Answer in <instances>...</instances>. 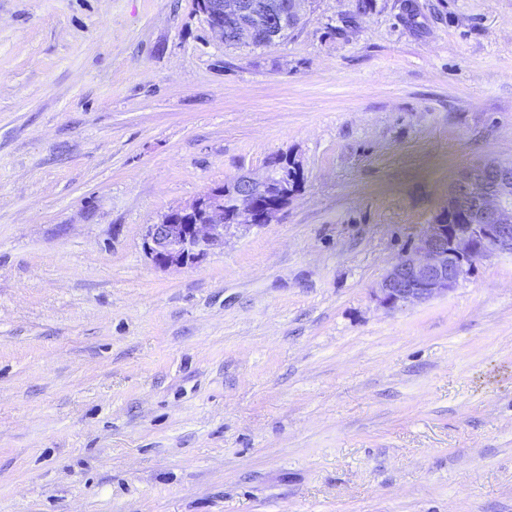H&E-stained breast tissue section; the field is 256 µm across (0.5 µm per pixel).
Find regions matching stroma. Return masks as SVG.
Masks as SVG:
<instances>
[{
    "label": "stroma",
    "instance_id": "1",
    "mask_svg": "<svg viewBox=\"0 0 512 512\" xmlns=\"http://www.w3.org/2000/svg\"><path fill=\"white\" fill-rule=\"evenodd\" d=\"M353 4L246 54L196 0H0V512H512V255L372 297L512 160V0ZM275 155L272 223L145 258ZM299 166L288 156L269 158L261 175L243 173L210 187L190 205L175 207L155 224L145 225L141 238L144 256L157 268H195L224 246V233L238 226H262L288 205L291 182ZM231 197L233 224H225L224 195ZM226 209V210H225Z\"/></svg>",
    "mask_w": 512,
    "mask_h": 512
}]
</instances>
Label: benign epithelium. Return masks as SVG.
<instances>
[{
  "label": "benign epithelium",
  "mask_w": 512,
  "mask_h": 512,
  "mask_svg": "<svg viewBox=\"0 0 512 512\" xmlns=\"http://www.w3.org/2000/svg\"><path fill=\"white\" fill-rule=\"evenodd\" d=\"M283 11L300 22L309 12V0H288ZM204 16L216 39L224 41L227 31L243 49L282 24V16L269 13L258 0H207ZM297 172L296 162L278 155L266 161L260 175L243 173L227 191L219 184L190 205L168 210L157 223L145 225L144 256L160 269L202 265L224 246L226 231L271 223L288 206ZM449 215H460L466 223H442ZM493 254L512 255V165L499 160L457 172L448 184L446 204L390 266L373 297L397 311L445 296L467 275L470 261Z\"/></svg>",
  "instance_id": "obj_1"
}]
</instances>
